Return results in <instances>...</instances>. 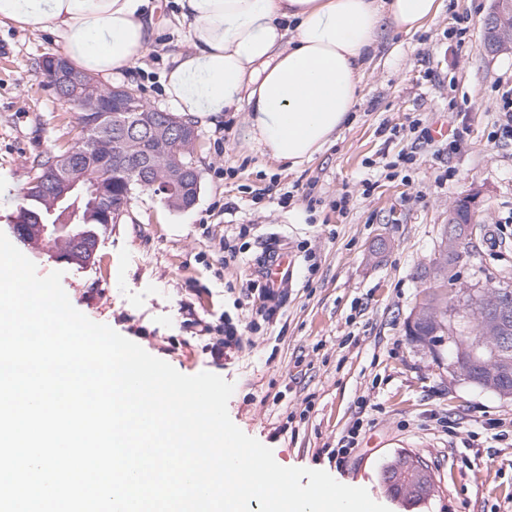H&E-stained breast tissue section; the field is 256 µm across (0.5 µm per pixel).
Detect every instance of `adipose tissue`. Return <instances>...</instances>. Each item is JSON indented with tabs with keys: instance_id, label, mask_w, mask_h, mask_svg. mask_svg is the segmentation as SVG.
<instances>
[{
	"instance_id": "adipose-tissue-1",
	"label": "adipose tissue",
	"mask_w": 512,
	"mask_h": 512,
	"mask_svg": "<svg viewBox=\"0 0 512 512\" xmlns=\"http://www.w3.org/2000/svg\"><path fill=\"white\" fill-rule=\"evenodd\" d=\"M187 42L163 75L182 117L210 126L246 113L252 148L293 166L348 123L385 24L412 34L439 0H175ZM51 29L78 71L131 67L160 26L149 0H0V25Z\"/></svg>"
}]
</instances>
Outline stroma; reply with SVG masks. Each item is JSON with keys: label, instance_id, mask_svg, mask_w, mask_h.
<instances>
[{"label": "stroma", "instance_id": "1", "mask_svg": "<svg viewBox=\"0 0 512 512\" xmlns=\"http://www.w3.org/2000/svg\"><path fill=\"white\" fill-rule=\"evenodd\" d=\"M493 5L454 0L410 36L386 27L351 123L313 160L293 167L253 150L243 113L228 112L220 124L196 126L201 188L193 207L172 210L152 192H136L81 268L46 246L22 253L39 275L62 271L72 305L89 319L125 337L139 329V345L185 375L210 370L203 328L229 315L240 345L220 371L235 386L228 412L278 464L366 488L390 512H512V397L458 378L450 356L406 334L423 287L418 274L438 254L454 200H474L456 286L512 284V140L495 136L512 50L486 52L475 21ZM184 47L161 27L112 85L172 111L162 74ZM57 51L51 31L0 26V232L8 236L35 160L67 150L78 133L74 105L38 74ZM415 121L449 123L461 139L441 153L415 145ZM344 194L351 203L342 213ZM244 225L248 249L225 265L221 245ZM274 238L286 244L294 276L273 320L253 329L260 301L246 287L260 280L257 263ZM170 339L180 347L167 354ZM357 420L362 440L345 466L320 459L319 449L336 447ZM489 420L505 440L480 437L477 455L462 462L463 440ZM400 451L423 458L437 485L413 508L380 477Z\"/></svg>", "mask_w": 512, "mask_h": 512}]
</instances>
